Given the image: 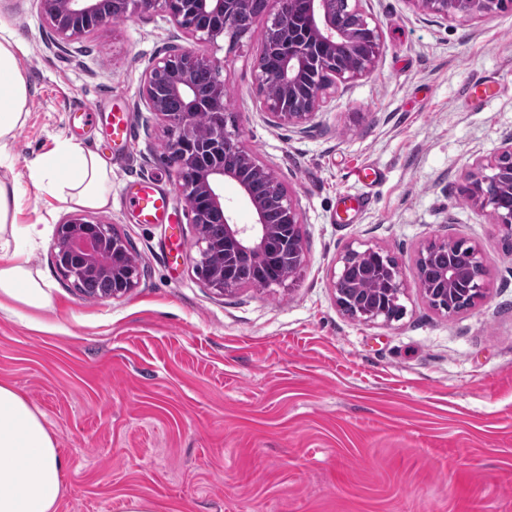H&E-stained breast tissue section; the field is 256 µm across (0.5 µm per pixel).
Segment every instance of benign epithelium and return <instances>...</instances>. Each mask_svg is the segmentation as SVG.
Wrapping results in <instances>:
<instances>
[{
    "label": "benign epithelium",
    "mask_w": 512,
    "mask_h": 512,
    "mask_svg": "<svg viewBox=\"0 0 512 512\" xmlns=\"http://www.w3.org/2000/svg\"><path fill=\"white\" fill-rule=\"evenodd\" d=\"M417 11L443 21L466 23L495 13L501 0H407ZM256 0H113L114 14L130 9L164 10L174 25L196 42L229 37L235 43L251 32L238 17ZM262 13L254 18L264 26V38L254 68L260 92L259 109L274 123L307 128L339 89L372 74L383 54L380 23L368 14L362 0H263ZM98 0H41L53 32L62 39H76L112 18L97 10ZM207 66L216 79L207 93L199 91L195 73ZM220 62L195 51L173 46L145 70L141 99L147 111L167 123L170 144L168 164L175 186L192 213L197 232V275L207 286L231 292L241 286L233 277L244 254L265 256L282 274L267 287L291 278L305 261L301 216L297 206L270 167L260 163L237 138L225 130L226 85ZM171 99L180 109L169 111ZM204 112L209 118L205 140L196 138L192 120ZM264 182L282 213L281 221L268 219V201L256 195L251 181ZM236 182L242 201L254 222L241 225L224 202V181ZM459 196L489 212L503 237L512 243V141L487 163L470 173L459 187ZM224 221V237L217 242L208 232L215 215ZM437 252L448 254V263H433ZM382 267L388 288L384 300L371 304L360 294L345 295L340 281L366 257ZM53 258L59 270L78 286L85 276L110 275L122 295L137 284L139 271L127 241L108 223L69 220L58 226ZM333 288L336 305L347 316L386 322L404 312L406 275L398 258L381 247L359 241L349 244L337 260ZM485 259L476 245L463 240L433 241L420 249L412 275L425 301L451 317L470 308L485 294Z\"/></svg>",
    "instance_id": "1"
}]
</instances>
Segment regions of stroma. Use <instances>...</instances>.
Segmentation results:
<instances>
[{
    "label": "stroma",
    "mask_w": 512,
    "mask_h": 512,
    "mask_svg": "<svg viewBox=\"0 0 512 512\" xmlns=\"http://www.w3.org/2000/svg\"><path fill=\"white\" fill-rule=\"evenodd\" d=\"M362 5L382 27L378 67L302 131L259 110L263 26L196 44L159 9L64 40L40 0H0L29 86L8 162L26 190L19 220L43 232L29 259L52 298L45 311L0 309V383L42 413L66 461L57 512H128L136 498L151 512H512V249L458 194L512 139V4L465 24L407 0ZM175 43L224 62L227 130L297 204L306 258L283 286L222 294L193 268L166 125L140 97L149 63ZM483 80L495 94L470 95ZM76 100L127 111L130 153L83 124ZM70 138L111 165L110 209L79 214L31 184L30 161ZM365 167L380 180H359ZM134 180L168 193L174 223L136 222ZM79 216L127 237L132 291L89 298L58 270L57 226ZM446 237L484 254L474 307L438 314L410 278L390 323L337 308L332 272L349 243L408 269Z\"/></svg>",
    "instance_id": "35a3bbf8"
}]
</instances>
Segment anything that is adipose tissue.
Returning <instances> with one entry per match:
<instances>
[{
	"instance_id": "1",
	"label": "adipose tissue",
	"mask_w": 512,
	"mask_h": 512,
	"mask_svg": "<svg viewBox=\"0 0 512 512\" xmlns=\"http://www.w3.org/2000/svg\"><path fill=\"white\" fill-rule=\"evenodd\" d=\"M17 50L7 25L0 22V166L28 116L29 87ZM29 178L69 209L104 211L112 206V168L81 143L59 141L52 159L31 162ZM23 194L16 177L0 176V302L42 310L51 305L47 283L26 257L41 231L17 222ZM63 469L41 412L12 386L0 384V512H56Z\"/></svg>"
}]
</instances>
